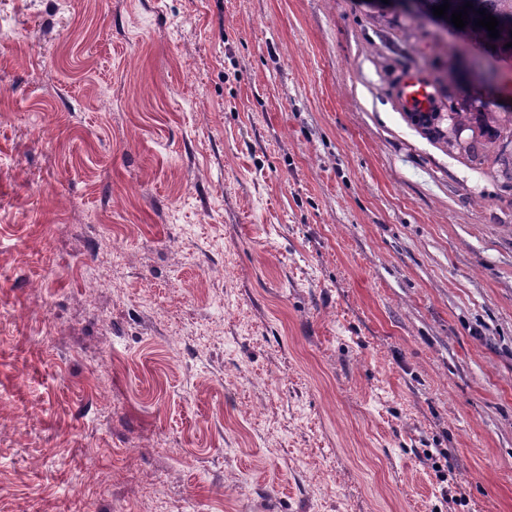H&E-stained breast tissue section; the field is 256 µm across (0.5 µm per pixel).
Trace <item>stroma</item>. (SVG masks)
<instances>
[{
    "mask_svg": "<svg viewBox=\"0 0 512 512\" xmlns=\"http://www.w3.org/2000/svg\"><path fill=\"white\" fill-rule=\"evenodd\" d=\"M451 64L372 0H0V512H512V191L398 94Z\"/></svg>",
    "mask_w": 512,
    "mask_h": 512,
    "instance_id": "1",
    "label": "stroma"
}]
</instances>
